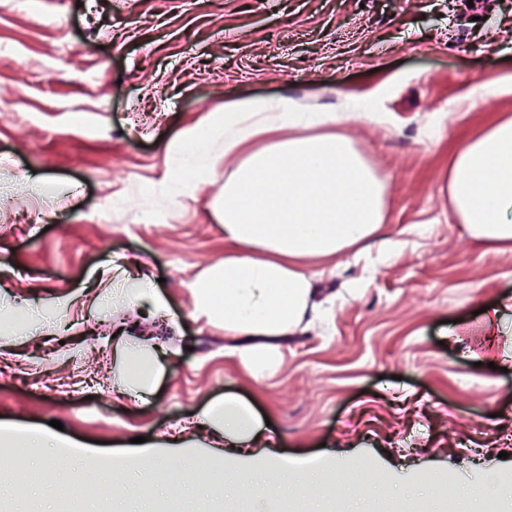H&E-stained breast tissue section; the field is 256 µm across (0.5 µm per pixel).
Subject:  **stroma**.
Here are the masks:
<instances>
[{"label":"stroma","instance_id":"35a3bbf8","mask_svg":"<svg viewBox=\"0 0 512 512\" xmlns=\"http://www.w3.org/2000/svg\"><path fill=\"white\" fill-rule=\"evenodd\" d=\"M507 75L512 0H98L93 16L77 0H0V103L12 105L0 119V304L51 316L34 338L0 334V428L57 420L64 437L115 453L231 394L270 427L266 448L225 449L227 466L267 456L291 472L345 475L365 459L383 479L360 495L341 485L288 496L283 512H512V305L500 307L512 302V253L475 243L437 190L460 142L512 113V93L463 101ZM243 95L325 107L375 95L390 119L349 124L388 183L384 237L323 265L331 316L283 340L282 370L260 380L223 330L192 316L193 279L224 257L214 188L179 208L125 204L138 184L163 180L175 130ZM32 175L57 196L34 194ZM135 256L178 323L162 338L176 356L136 404L112 379V309L85 311L70 334L55 304L104 291L113 266ZM91 343L95 382L64 392ZM61 454L0 444V487L18 460L55 467ZM69 499L71 512L262 507L204 477L184 494L137 485L121 500L88 478Z\"/></svg>","mask_w":512,"mask_h":512}]
</instances>
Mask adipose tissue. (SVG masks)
Instances as JSON below:
<instances>
[{
    "mask_svg": "<svg viewBox=\"0 0 512 512\" xmlns=\"http://www.w3.org/2000/svg\"><path fill=\"white\" fill-rule=\"evenodd\" d=\"M354 120L386 122L373 102L348 96L329 109L286 96L244 97L173 132L165 145L166 177L148 188L175 207L218 185L211 211L224 226V259L191 283L194 311L238 340L240 361L254 378L280 367L281 339L330 314L316 300L310 262L356 250L384 233L388 187L347 134ZM440 183L472 240L494 252H512V116L466 140ZM112 297L144 302L153 314L171 316L165 297L144 276L117 270ZM114 350L124 394H151L162 373L158 356L131 336L118 337ZM198 424L223 433L228 448L265 444L259 417L234 397L213 402ZM117 469L151 479L158 465L142 451L95 456L91 474L107 494L117 492ZM214 477L271 507L288 494L305 497L324 482L283 469L264 476L218 471Z\"/></svg>",
    "mask_w": 512,
    "mask_h": 512,
    "instance_id": "1",
    "label": "adipose tissue"
}]
</instances>
